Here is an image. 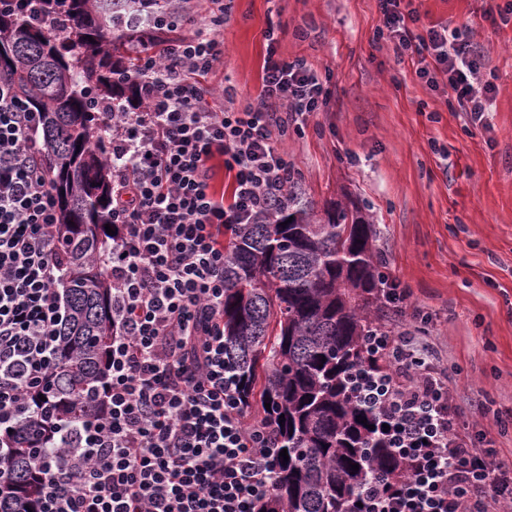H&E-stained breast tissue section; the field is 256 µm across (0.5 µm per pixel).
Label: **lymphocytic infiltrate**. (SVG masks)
<instances>
[{"mask_svg": "<svg viewBox=\"0 0 512 512\" xmlns=\"http://www.w3.org/2000/svg\"><path fill=\"white\" fill-rule=\"evenodd\" d=\"M182 33L143 55L138 102L105 115L112 143V228L97 262L112 284V343L100 413L61 423L35 475L37 512H252L270 489L267 430L245 416L224 361V228L286 206L295 169L281 146L327 96L300 59L268 49L258 102L215 98L224 41L178 0ZM378 38L416 54L419 76L482 122L495 86L477 43L455 28L415 32L413 0H377ZM40 117L0 79V457L18 419L47 409L63 320L58 211L38 145ZM232 176L218 195L217 167ZM351 383L407 467L375 472L365 512H501L512 489L460 422L448 377L425 364L433 344L377 328Z\"/></svg>", "mask_w": 512, "mask_h": 512, "instance_id": "1", "label": "lymphocytic infiltrate"}]
</instances>
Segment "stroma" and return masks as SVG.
I'll return each mask as SVG.
<instances>
[{"instance_id":"stroma-1","label":"stroma","mask_w":512,"mask_h":512,"mask_svg":"<svg viewBox=\"0 0 512 512\" xmlns=\"http://www.w3.org/2000/svg\"><path fill=\"white\" fill-rule=\"evenodd\" d=\"M424 27L447 24L479 43L496 90L483 125L379 39L377 0H224V65L216 88L257 102L267 31L277 54L307 62L329 93L325 111L282 143L317 204L365 206L392 282L411 293L406 324L436 343L448 387L477 447L512 469V23L488 0H414Z\"/></svg>"}]
</instances>
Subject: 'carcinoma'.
I'll use <instances>...</instances> for the list:
<instances>
[{"label":"carcinoma","instance_id":"cac0c4a2","mask_svg":"<svg viewBox=\"0 0 512 512\" xmlns=\"http://www.w3.org/2000/svg\"><path fill=\"white\" fill-rule=\"evenodd\" d=\"M30 2L0 8V77L41 113L66 299L50 394L54 416L69 422L93 412L112 342V286L94 260L98 229L111 223L103 112L132 101L139 56L173 36L160 25L171 0ZM375 238L369 213L337 201L320 210L296 179L288 206L224 229V357L277 455L255 512H363L359 490L371 471L393 481L406 473L350 388L354 368L369 361L370 314L386 285ZM41 459L21 442L4 464L10 482L0 489L24 503L19 512L41 496L32 478Z\"/></svg>","mask_w":512,"mask_h":512}]
</instances>
